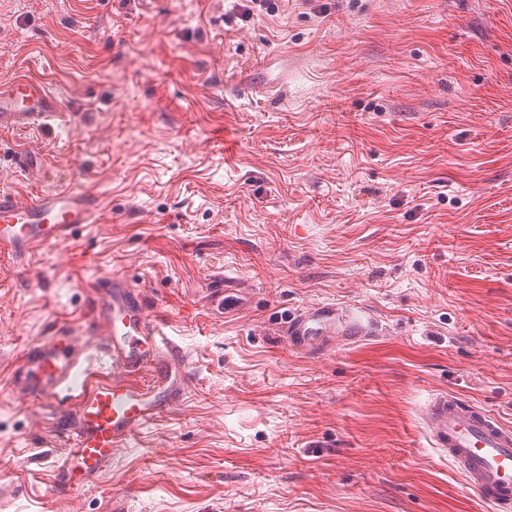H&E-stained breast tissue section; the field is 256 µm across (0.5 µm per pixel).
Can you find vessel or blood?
Segmentation results:
<instances>
[{"label": "vessel or blood", "instance_id": "vessel-or-blood-1", "mask_svg": "<svg viewBox=\"0 0 512 512\" xmlns=\"http://www.w3.org/2000/svg\"><path fill=\"white\" fill-rule=\"evenodd\" d=\"M56 118L55 100L40 81L21 75L0 86L1 128H46ZM98 209V199L81 191L27 199L0 189V250L25 269L36 252L92 223ZM94 288L87 322L57 324L22 355L12 379L27 402L61 426L54 488L60 497L106 470L138 429L182 399L189 379L187 351L167 318L149 310L143 288L119 274ZM378 330L364 310L322 301L289 313L281 334L292 350L314 357L336 340L355 342ZM423 419L431 447L496 512H512V427L445 392L429 399Z\"/></svg>", "mask_w": 512, "mask_h": 512}]
</instances>
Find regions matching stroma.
<instances>
[{
	"label": "stroma",
	"mask_w": 512,
	"mask_h": 512,
	"mask_svg": "<svg viewBox=\"0 0 512 512\" xmlns=\"http://www.w3.org/2000/svg\"><path fill=\"white\" fill-rule=\"evenodd\" d=\"M272 6L0 0V85L61 114L0 130V188L101 201L26 270L0 254V512H491L421 413L446 392L512 426V0ZM259 67L266 93L241 89ZM110 274L194 374L57 498L58 424L11 377ZM321 301L380 334L293 351L281 315Z\"/></svg>",
	"instance_id": "35a3bbf8"
}]
</instances>
